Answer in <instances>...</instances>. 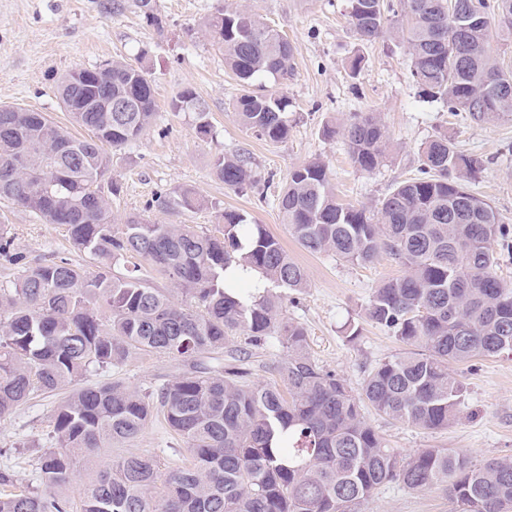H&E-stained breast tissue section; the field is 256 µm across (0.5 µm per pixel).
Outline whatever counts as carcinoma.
<instances>
[{"label": "carcinoma", "mask_w": 512, "mask_h": 512, "mask_svg": "<svg viewBox=\"0 0 512 512\" xmlns=\"http://www.w3.org/2000/svg\"><path fill=\"white\" fill-rule=\"evenodd\" d=\"M347 17L361 43L404 47L427 101L475 123L512 117V72L492 48L495 35L512 34V0H348ZM204 30L243 87L234 104L241 125L286 141L291 102L266 82L288 79L291 43L246 7L217 8ZM56 91L89 137L41 112L0 105V198L65 225L74 248L103 265L144 258L186 303L147 285L136 268L90 275L65 259L31 266L15 287L0 289V418L39 392L70 389L47 446L34 449L39 485L0 492V512H68L53 490L71 482L79 460L135 439L156 411L184 439L193 465L161 476L154 459L123 457L84 490L82 512H355L393 482L412 491L441 485L462 512H512V459L476 465L445 448L404 457L364 413L370 406L418 429H446L466 393L449 365L512 354V288L496 273V247L509 246L512 229L468 186L483 159L439 133L422 148L419 176L396 183L373 209L339 203L319 158L290 173L278 209L302 248L357 264L383 251L405 267L373 289L365 315L406 349L377 363L356 392L315 363L304 326L283 316L284 297L306 288L307 276L264 225L235 211L224 212L220 237L138 216L112 223L105 146L120 150L151 124L146 73L112 60L67 72ZM111 97L130 111H106L101 102ZM342 136L363 172L390 157V137L371 113L354 116ZM214 168L236 192L256 183L245 151L218 157ZM236 267L259 282L228 280ZM238 332L278 343L281 384L248 383V352L229 347ZM136 350L189 369L149 395L84 382ZM22 481L16 467H0V489Z\"/></svg>", "instance_id": "1"}]
</instances>
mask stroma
<instances>
[{
    "instance_id": "1",
    "label": "stroma",
    "mask_w": 512,
    "mask_h": 512,
    "mask_svg": "<svg viewBox=\"0 0 512 512\" xmlns=\"http://www.w3.org/2000/svg\"><path fill=\"white\" fill-rule=\"evenodd\" d=\"M247 5L285 35L294 48L292 73L282 84L295 122L287 141L273 144L243 128L234 111L241 92L226 71L224 54L205 35L203 21L219 6ZM160 25L143 17L136 0H0V105L46 113L59 126L69 116L54 93L68 71L122 59L141 68L154 89L155 117L139 139L111 151L109 177L119 188L112 199V221L136 215L156 224H187L221 235L223 215L235 210L264 225L305 270L308 286L289 294L283 313L302 324L312 359L359 389L368 371L403 345L372 324L364 308L374 288L401 277L405 268L382 253L367 264L302 249L282 224L277 196L291 171L319 158L328 165L341 202L376 206L401 180L418 174V153L432 136L445 133L456 147L482 157L484 169L472 190L494 208L500 223L512 227V121L476 124L465 113L448 112L423 100L410 76V61L394 41L359 47L347 21V0H153ZM366 62L351 75L355 51ZM191 89L207 113L210 128L197 130L193 109L172 103ZM374 114L393 145L389 162L372 173L357 169L343 137L326 138L325 126H342L354 115ZM247 151L260 181L235 192L217 177L216 158ZM191 190L194 207H162L158 196ZM0 237L10 240L17 261L0 255V288L13 287L24 266L60 259L96 271L97 263L75 249L64 226L47 224L23 209L0 203ZM360 337H344L347 322ZM185 363L135 351L121 367L90 373L89 382L118 381L145 393L184 372ZM467 393L458 420L443 430H422L367 411L388 447L409 455L421 448L465 452L471 461L512 458V356L479 357L454 365ZM61 393H38L27 405L0 418V448L12 449L11 462L27 480L37 478L32 448L51 430ZM154 457L160 473L191 466L182 439L155 416L135 439L115 443L82 458L72 481L59 488L73 512H80L84 488L121 457ZM359 512H459L445 490L411 491L390 483L359 507Z\"/></svg>"
}]
</instances>
